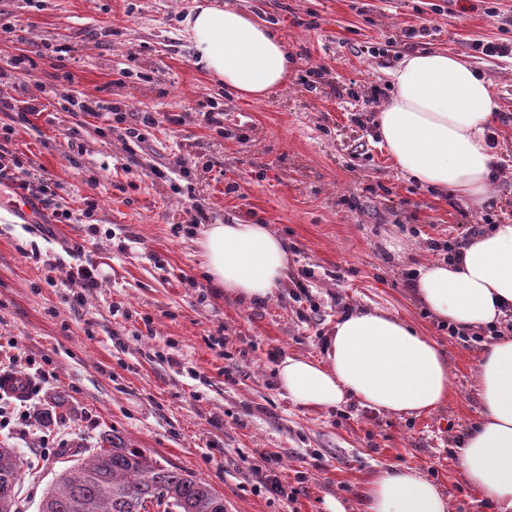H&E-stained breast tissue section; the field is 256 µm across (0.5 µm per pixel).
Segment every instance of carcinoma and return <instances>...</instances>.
I'll list each match as a JSON object with an SVG mask.
<instances>
[{
    "mask_svg": "<svg viewBox=\"0 0 512 512\" xmlns=\"http://www.w3.org/2000/svg\"><path fill=\"white\" fill-rule=\"evenodd\" d=\"M22 467L15 449L0 448V512H16ZM42 501L47 512H226L224 497L207 483L115 436L58 473Z\"/></svg>",
    "mask_w": 512,
    "mask_h": 512,
    "instance_id": "cac0c4a2",
    "label": "carcinoma"
}]
</instances>
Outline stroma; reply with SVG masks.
Masks as SVG:
<instances>
[{"mask_svg":"<svg viewBox=\"0 0 512 512\" xmlns=\"http://www.w3.org/2000/svg\"><path fill=\"white\" fill-rule=\"evenodd\" d=\"M286 43L285 84L244 100L196 66L184 18L194 0H0L22 40L0 37V97L43 86L44 110L16 125L6 148L48 174L60 209L80 214L100 199L94 227L28 224L0 207V368L34 376L27 401L0 396V446L24 461L18 512H38L45 489L71 463L65 448L103 435L145 449L207 482L228 512H364L363 491L380 468L412 466L448 499L449 512H488L464 480L454 448L480 417L476 367L492 342L449 335L406 284L409 270L442 261L436 239L464 241L486 209L512 223V123L496 124L500 177L483 206L417 186L395 167L376 133L403 56L445 51L491 85L512 113V60L475 52L479 41L512 43V0L487 16L482 0H223ZM399 42L384 54L388 39ZM46 43L58 45L43 53ZM135 64H128V55ZM29 56L26 71L11 59ZM322 68L305 90L309 67ZM380 101L364 105L345 88ZM73 96L126 106L72 113ZM223 124H207L210 104ZM144 111L161 113L142 141L122 136ZM249 112V127L238 126ZM182 157L184 168L174 165ZM165 178H157L156 170ZM238 191H231V184ZM264 224L287 238L288 282L255 306L213 288L195 225ZM96 267L98 287L78 290L70 269ZM305 281L306 290L297 288ZM375 307L409 321L443 350L453 391L420 417L376 412L351 401L306 409L284 397L276 376L288 356L319 357L336 322ZM238 353L232 376L211 346ZM282 459L293 501L254 490L252 466Z\"/></svg>","mask_w":512,"mask_h":512,"instance_id":"stroma-1","label":"stroma"}]
</instances>
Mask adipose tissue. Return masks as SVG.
Wrapping results in <instances>:
<instances>
[{
	"label": "adipose tissue",
	"instance_id": "adipose-tissue-1",
	"mask_svg": "<svg viewBox=\"0 0 512 512\" xmlns=\"http://www.w3.org/2000/svg\"><path fill=\"white\" fill-rule=\"evenodd\" d=\"M198 65L245 98L262 99L288 76L291 56L246 14L201 0L187 18ZM393 95L378 134L398 169L421 185L481 205L493 156L485 140L495 108L489 85L444 53L406 57L391 74ZM203 267L225 293L272 299L288 279V243L264 224H210ZM427 310L460 328L497 325L512 309V224L471 237L450 262L419 269L413 283ZM278 385L294 404L330 409L353 399L379 412L420 415L448 402L452 382L440 348L407 322L374 309L342 317L318 360L285 357ZM480 420L456 450L466 482L492 512H512V334L478 364ZM365 512H449L440 489L414 468L387 466L368 483Z\"/></svg>",
	"mask_w": 512,
	"mask_h": 512
}]
</instances>
